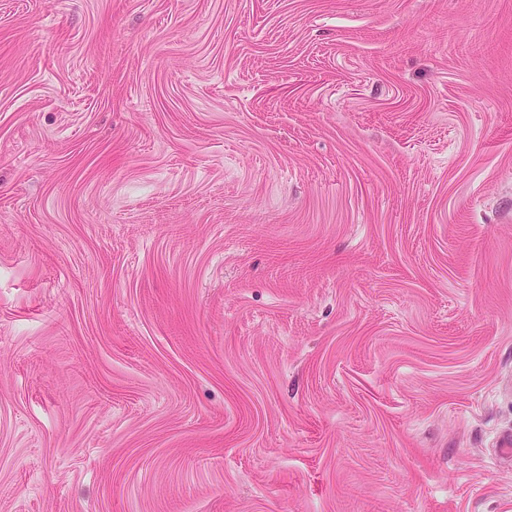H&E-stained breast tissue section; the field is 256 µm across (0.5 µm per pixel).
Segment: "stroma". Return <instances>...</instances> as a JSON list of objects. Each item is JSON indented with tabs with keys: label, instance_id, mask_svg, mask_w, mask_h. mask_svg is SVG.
<instances>
[{
	"label": "stroma",
	"instance_id": "1",
	"mask_svg": "<svg viewBox=\"0 0 512 512\" xmlns=\"http://www.w3.org/2000/svg\"><path fill=\"white\" fill-rule=\"evenodd\" d=\"M512 0H0V512H512Z\"/></svg>",
	"mask_w": 512,
	"mask_h": 512
}]
</instances>
